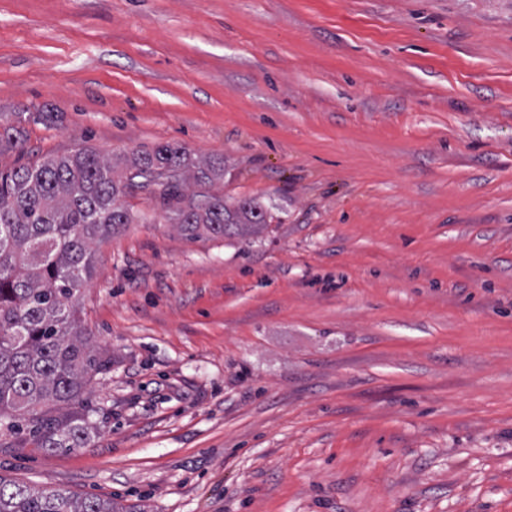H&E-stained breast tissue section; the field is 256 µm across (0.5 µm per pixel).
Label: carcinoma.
Masks as SVG:
<instances>
[{
    "mask_svg": "<svg viewBox=\"0 0 512 512\" xmlns=\"http://www.w3.org/2000/svg\"><path fill=\"white\" fill-rule=\"evenodd\" d=\"M224 166L178 145L134 150L113 162L80 148L0 172V429L14 448H83L96 413L87 378L110 361L75 318V297L91 278L94 245L133 223L125 198L147 192L166 206L188 240L258 239L267 209L252 198L232 205L210 185ZM0 512H117L112 501L36 491L0 477Z\"/></svg>",
    "mask_w": 512,
    "mask_h": 512,
    "instance_id": "obj_1",
    "label": "carcinoma"
}]
</instances>
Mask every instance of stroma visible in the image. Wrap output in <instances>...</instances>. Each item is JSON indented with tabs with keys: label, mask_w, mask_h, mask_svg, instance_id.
Returning a JSON list of instances; mask_svg holds the SVG:
<instances>
[{
	"label": "stroma",
	"mask_w": 512,
	"mask_h": 512,
	"mask_svg": "<svg viewBox=\"0 0 512 512\" xmlns=\"http://www.w3.org/2000/svg\"><path fill=\"white\" fill-rule=\"evenodd\" d=\"M19 133L5 137L4 129ZM164 144L272 216L96 246L84 448L120 512H512V0H0V170Z\"/></svg>",
	"instance_id": "35a3bbf8"
}]
</instances>
